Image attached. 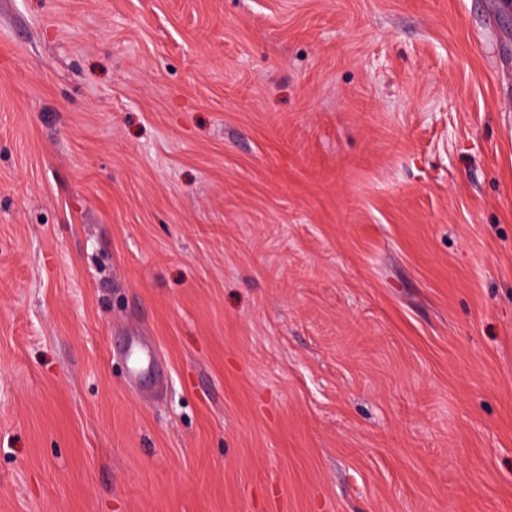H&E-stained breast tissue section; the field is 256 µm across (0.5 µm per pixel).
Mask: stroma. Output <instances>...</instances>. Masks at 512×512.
Segmentation results:
<instances>
[{
    "label": "stroma",
    "mask_w": 512,
    "mask_h": 512,
    "mask_svg": "<svg viewBox=\"0 0 512 512\" xmlns=\"http://www.w3.org/2000/svg\"><path fill=\"white\" fill-rule=\"evenodd\" d=\"M0 512H512L504 0H0Z\"/></svg>",
    "instance_id": "35a3bbf8"
}]
</instances>
